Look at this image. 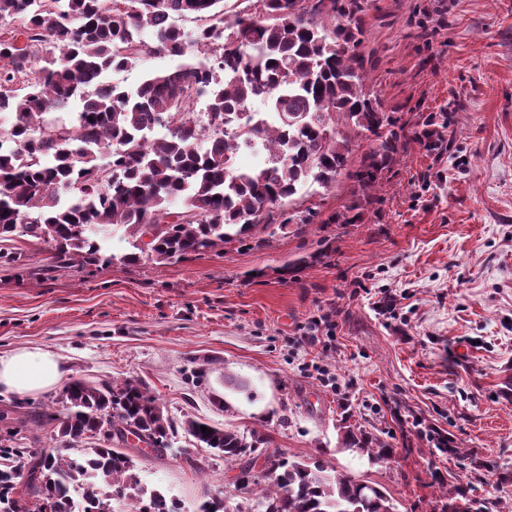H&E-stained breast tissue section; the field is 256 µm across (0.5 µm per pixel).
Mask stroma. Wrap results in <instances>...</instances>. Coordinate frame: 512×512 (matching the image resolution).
<instances>
[{"label":"stroma","instance_id":"35a3bbf8","mask_svg":"<svg viewBox=\"0 0 512 512\" xmlns=\"http://www.w3.org/2000/svg\"><path fill=\"white\" fill-rule=\"evenodd\" d=\"M361 51L386 111L448 112V150L409 145L358 224L328 218L356 185L340 175L312 223L256 230L165 265L114 259L56 269L42 245L0 266V356L55 354L64 382L0 396V448L63 447V385L76 378L146 386L172 419L164 455L126 452L131 491H161L182 512L236 490L278 451L320 457L381 486L396 512H432L459 478L512 512V0H367ZM336 346H297L311 320ZM335 373L323 386L315 367ZM202 419L253 435L234 462L198 447L182 424ZM397 450L367 464L342 452L344 427ZM437 428L449 456L425 436Z\"/></svg>","mask_w":512,"mask_h":512}]
</instances>
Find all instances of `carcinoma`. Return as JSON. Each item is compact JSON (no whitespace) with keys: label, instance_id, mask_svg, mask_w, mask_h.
<instances>
[{"label":"carcinoma","instance_id":"1","mask_svg":"<svg viewBox=\"0 0 512 512\" xmlns=\"http://www.w3.org/2000/svg\"><path fill=\"white\" fill-rule=\"evenodd\" d=\"M223 0H0V21L20 27L0 37V263L22 257L19 244H45L58 267L95 265L116 229L132 238L120 260L159 264L241 241L258 226L281 230L309 224L321 195L341 171L358 162L360 192L330 224H354L372 191L387 178L410 143L426 152L448 150V113H430L410 125L382 110L370 89L360 52L364 0H251L233 20ZM203 24L181 28L176 19ZM203 57L150 74L133 89L104 80L165 52ZM259 100L262 111L249 105ZM367 149L361 156V142ZM265 154L262 165L236 167L241 148ZM304 187L309 206L287 212L285 202ZM59 433L75 445L104 433L107 448L72 458L42 448L28 468L38 476L25 492L32 512H103L95 478L112 481L126 497L131 457L120 451L131 429L151 449L170 448L171 420L146 388L73 379ZM206 427L210 433L201 431ZM186 434L234 461L258 440L233 427L198 419ZM342 450L377 464L397 449L360 428L346 427ZM19 468L0 448V512H18ZM262 512H394L378 486L319 458L288 461L266 456ZM469 483L448 490L440 512H493ZM135 512H180L158 490L140 491Z\"/></svg>","mask_w":512,"mask_h":512}]
</instances>
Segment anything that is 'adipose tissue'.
<instances>
[{
  "instance_id": "ef3b65f1",
  "label": "adipose tissue",
  "mask_w": 512,
  "mask_h": 512,
  "mask_svg": "<svg viewBox=\"0 0 512 512\" xmlns=\"http://www.w3.org/2000/svg\"><path fill=\"white\" fill-rule=\"evenodd\" d=\"M63 378L54 354L41 349H20L0 357V392L29 395L58 385Z\"/></svg>"
}]
</instances>
